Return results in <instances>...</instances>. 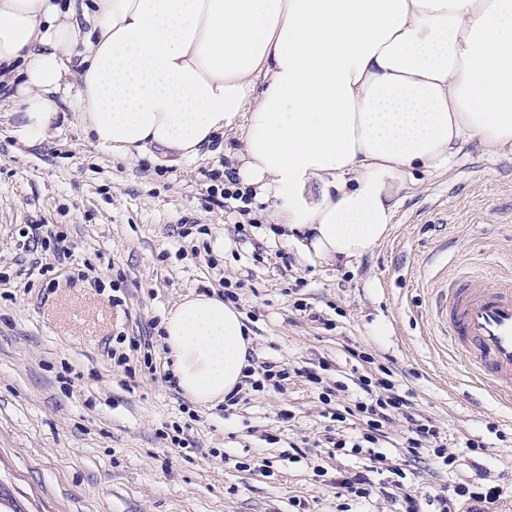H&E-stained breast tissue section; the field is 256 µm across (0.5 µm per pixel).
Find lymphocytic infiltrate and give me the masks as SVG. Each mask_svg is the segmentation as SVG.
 Instances as JSON below:
<instances>
[{"instance_id":"f902f5d3","label":"lymphocytic infiltrate","mask_w":512,"mask_h":512,"mask_svg":"<svg viewBox=\"0 0 512 512\" xmlns=\"http://www.w3.org/2000/svg\"><path fill=\"white\" fill-rule=\"evenodd\" d=\"M25 235L24 249L29 273L43 276L49 272L50 267L44 264L42 258L43 252L48 250L53 251L58 263L69 260L70 251L63 234L50 231L42 224H31ZM356 384L363 393L360 401L354 405L362 423L360 433L355 437L337 434L332 444L339 451L348 447L356 453L368 452L370 463L365 470L337 479L336 486L341 497L352 502L368 500L379 494L400 503L403 512H421L425 505L430 506L432 512H486L488 504L496 501L498 492L495 488L473 491L462 483L451 489L444 485L436 487L423 501L411 494L400 480L392 481L388 486H376L372 475L379 472L388 460L387 454L377 451L376 446L387 439V429L394 421L403 423L404 442L399 454L410 462L426 460L434 469L444 472L452 465L454 456L448 451L445 432L431 419L414 412L408 392L384 380H372L366 375L359 376Z\"/></svg>"}]
</instances>
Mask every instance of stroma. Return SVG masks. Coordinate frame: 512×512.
<instances>
[{
	"label": "stroma",
	"instance_id": "obj_1",
	"mask_svg": "<svg viewBox=\"0 0 512 512\" xmlns=\"http://www.w3.org/2000/svg\"><path fill=\"white\" fill-rule=\"evenodd\" d=\"M233 163L221 148L178 163L156 149L122 159L90 142L71 111L33 146L0 125V512H338V471L361 470L369 455L318 447L331 423L319 388L298 377L247 384L238 405L203 407L173 380L162 321L184 297L223 295L224 278L240 285L257 362H325V386L349 385L347 407L356 374L391 368L457 455L440 479L499 487L489 512H512V408L474 387L431 336L424 269L445 243L486 285L512 275V156L474 147L449 174L422 177L386 240L348 267L288 254L270 215L228 212L212 190ZM185 222L196 231L183 239ZM28 224L68 234L72 269L52 284L20 260ZM302 302L331 329L302 318ZM379 320L391 335H375ZM123 334L141 346L120 366L106 346ZM177 431L184 446L170 441ZM468 437L488 447L486 477L458 451ZM263 458L270 468L254 472ZM440 479L420 472L413 489Z\"/></svg>",
	"mask_w": 512,
	"mask_h": 512
}]
</instances>
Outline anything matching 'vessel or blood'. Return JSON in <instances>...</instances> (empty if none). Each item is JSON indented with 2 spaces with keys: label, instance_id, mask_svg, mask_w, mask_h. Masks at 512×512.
Here are the masks:
<instances>
[{
  "label": "vessel or blood",
  "instance_id": "1",
  "mask_svg": "<svg viewBox=\"0 0 512 512\" xmlns=\"http://www.w3.org/2000/svg\"><path fill=\"white\" fill-rule=\"evenodd\" d=\"M433 333L464 361L471 378L512 404V278L488 287L468 271L449 276L447 260L431 271Z\"/></svg>",
  "mask_w": 512,
  "mask_h": 512
}]
</instances>
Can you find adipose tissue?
Listing matches in <instances>:
<instances>
[{
	"instance_id": "ef3b65f1",
	"label": "adipose tissue",
	"mask_w": 512,
	"mask_h": 512,
	"mask_svg": "<svg viewBox=\"0 0 512 512\" xmlns=\"http://www.w3.org/2000/svg\"><path fill=\"white\" fill-rule=\"evenodd\" d=\"M2 83L29 145L65 103L125 159L234 134L240 189L286 246L348 265L386 239L415 171L512 156V0H0ZM162 328L193 402L239 389L252 336L234 305L190 296Z\"/></svg>"
}]
</instances>
